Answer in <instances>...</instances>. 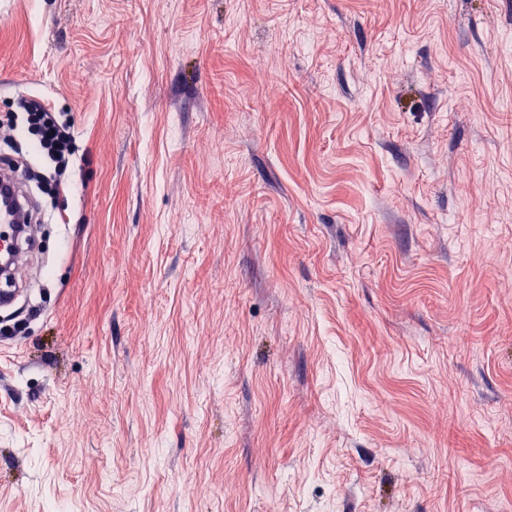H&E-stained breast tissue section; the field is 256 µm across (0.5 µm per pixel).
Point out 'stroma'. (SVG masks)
Returning <instances> with one entry per match:
<instances>
[{
    "label": "stroma",
    "instance_id": "stroma-1",
    "mask_svg": "<svg viewBox=\"0 0 512 512\" xmlns=\"http://www.w3.org/2000/svg\"><path fill=\"white\" fill-rule=\"evenodd\" d=\"M29 95L0 512H512V0H0ZM18 108L27 115L28 130L31 128L39 135L37 152L51 161L59 176L65 174L73 165L77 151L71 121L61 120L34 98L22 96Z\"/></svg>",
    "mask_w": 512,
    "mask_h": 512
}]
</instances>
